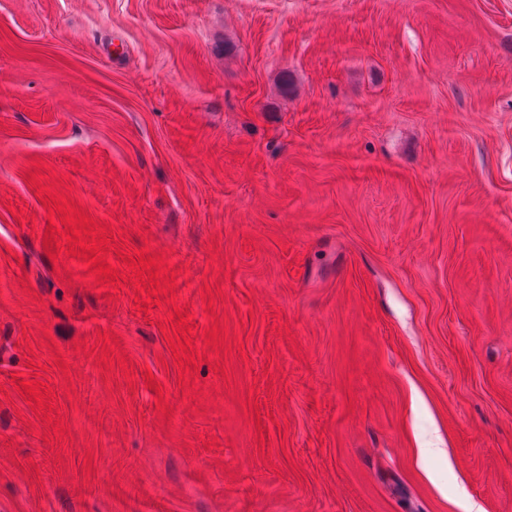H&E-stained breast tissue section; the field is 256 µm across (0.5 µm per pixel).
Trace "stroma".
Returning a JSON list of instances; mask_svg holds the SVG:
<instances>
[{
    "mask_svg": "<svg viewBox=\"0 0 512 512\" xmlns=\"http://www.w3.org/2000/svg\"><path fill=\"white\" fill-rule=\"evenodd\" d=\"M467 500L512 512V0H0V512Z\"/></svg>",
    "mask_w": 512,
    "mask_h": 512,
    "instance_id": "35a3bbf8",
    "label": "stroma"
}]
</instances>
